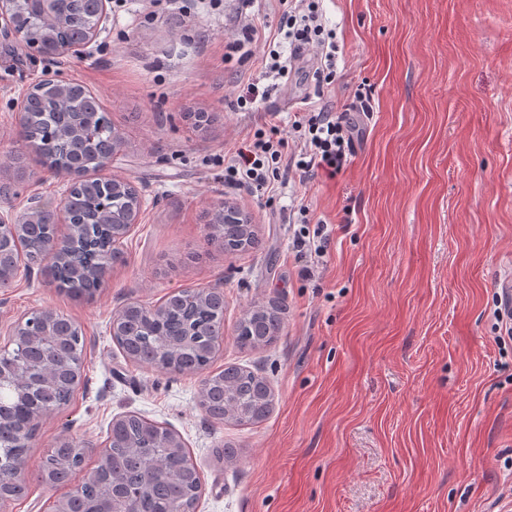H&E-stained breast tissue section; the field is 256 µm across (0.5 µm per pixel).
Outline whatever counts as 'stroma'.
Returning <instances> with one entry per match:
<instances>
[{
	"label": "stroma",
	"instance_id": "35a3bbf8",
	"mask_svg": "<svg viewBox=\"0 0 512 512\" xmlns=\"http://www.w3.org/2000/svg\"><path fill=\"white\" fill-rule=\"evenodd\" d=\"M235 0L110 8L98 40L54 61L0 34V217L30 197L58 207L67 177L13 158L26 152L20 101L45 78L83 86L123 143L104 177L142 196L137 224L92 298L59 291L47 271L0 288V348L14 323L51 308L80 325L83 379L38 429L23 498L0 512H45L68 485L37 474L59 438L102 443L115 415L172 428L196 464V512H501L512 493V340L501 341L499 280L512 271V0H323L340 52L334 82L302 72L249 109L260 59H229ZM372 99L335 177L276 183L271 197L224 185V154L295 113ZM228 204L260 240L244 254L210 245L204 215ZM307 205L327 224L322 275L303 277L288 216ZM183 288L224 292V346L211 365L266 378L270 415L219 423L199 404L202 378L126 358L110 324L124 304L155 306ZM275 306L273 344L240 349L242 313ZM235 454H224L225 446Z\"/></svg>",
	"mask_w": 512,
	"mask_h": 512
}]
</instances>
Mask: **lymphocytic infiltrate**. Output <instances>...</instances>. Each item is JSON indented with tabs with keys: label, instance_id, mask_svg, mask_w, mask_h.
<instances>
[{
	"label": "lymphocytic infiltrate",
	"instance_id": "obj_1",
	"mask_svg": "<svg viewBox=\"0 0 512 512\" xmlns=\"http://www.w3.org/2000/svg\"><path fill=\"white\" fill-rule=\"evenodd\" d=\"M278 24L265 30L254 20L245 18L240 24V37L232 51L244 52L246 57L263 55L266 59L263 76L267 79L289 78L291 63L282 61L274 43L277 37L291 41L297 53L307 51L319 56L320 62L313 76L315 80L330 83L336 77V55L339 45L336 34L325 29L321 22L320 0H275ZM297 144L286 151L277 127L254 133L250 143L224 158V185L228 188H247L255 192L271 191L276 182L291 172H298L306 180L316 178L319 172L333 175L349 161L354 139L360 126L350 112L336 111L330 104L296 113L292 123ZM330 246L326 225H303L295 230L292 247L302 259V273L311 278L323 267Z\"/></svg>",
	"mask_w": 512,
	"mask_h": 512
}]
</instances>
